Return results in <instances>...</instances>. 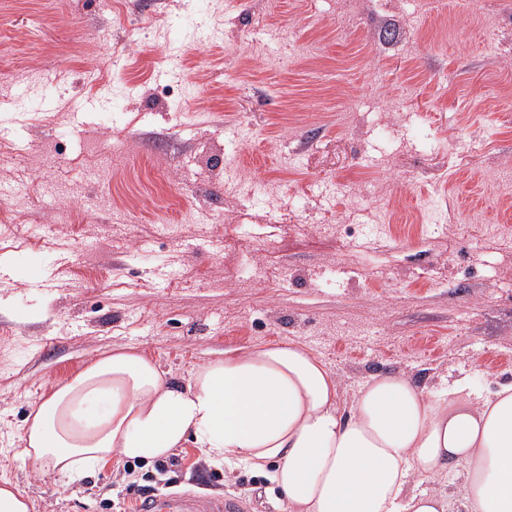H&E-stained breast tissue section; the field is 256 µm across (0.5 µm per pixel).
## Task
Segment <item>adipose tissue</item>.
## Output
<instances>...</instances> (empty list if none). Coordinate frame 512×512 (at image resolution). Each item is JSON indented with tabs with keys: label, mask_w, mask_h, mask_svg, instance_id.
Wrapping results in <instances>:
<instances>
[{
	"label": "adipose tissue",
	"mask_w": 512,
	"mask_h": 512,
	"mask_svg": "<svg viewBox=\"0 0 512 512\" xmlns=\"http://www.w3.org/2000/svg\"><path fill=\"white\" fill-rule=\"evenodd\" d=\"M338 398L331 369L292 341L208 362L184 387L115 348L32 405L21 453L74 481L191 443L265 476L290 512H446L444 493L409 483L461 463L463 512H512V382L474 401L461 383L434 393L386 372L348 410Z\"/></svg>",
	"instance_id": "ef3b65f1"
}]
</instances>
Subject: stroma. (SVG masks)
<instances>
[{
  "label": "stroma",
  "instance_id": "stroma-1",
  "mask_svg": "<svg viewBox=\"0 0 512 512\" xmlns=\"http://www.w3.org/2000/svg\"><path fill=\"white\" fill-rule=\"evenodd\" d=\"M0 476L136 512L121 461L20 455L32 403L125 346L172 383L293 341L371 376L512 380V0H0ZM260 269L242 280L244 266ZM166 494L288 512L176 450Z\"/></svg>",
  "mask_w": 512,
  "mask_h": 512
}]
</instances>
